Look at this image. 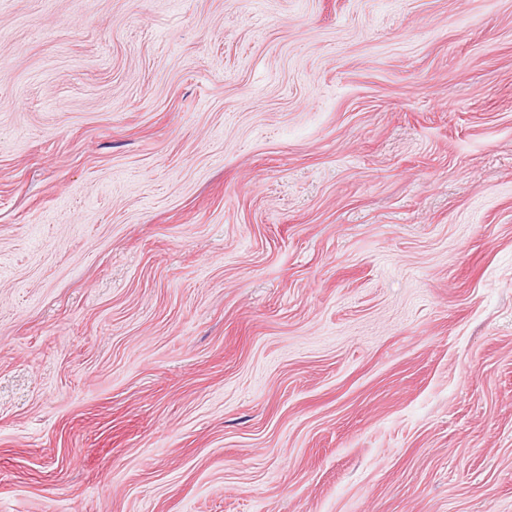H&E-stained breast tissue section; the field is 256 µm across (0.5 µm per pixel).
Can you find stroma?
<instances>
[{"label": "stroma", "instance_id": "1", "mask_svg": "<svg viewBox=\"0 0 512 512\" xmlns=\"http://www.w3.org/2000/svg\"><path fill=\"white\" fill-rule=\"evenodd\" d=\"M0 512H512V0H0Z\"/></svg>", "mask_w": 512, "mask_h": 512}]
</instances>
